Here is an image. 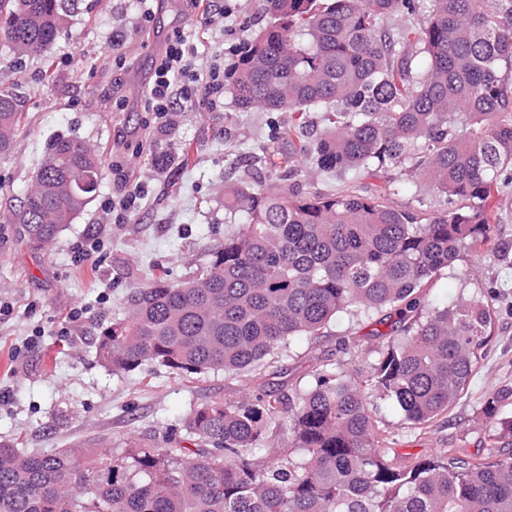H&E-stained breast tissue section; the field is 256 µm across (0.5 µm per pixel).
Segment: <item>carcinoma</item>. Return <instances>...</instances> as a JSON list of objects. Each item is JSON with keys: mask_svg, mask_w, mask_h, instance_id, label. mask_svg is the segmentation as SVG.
I'll return each mask as SVG.
<instances>
[{"mask_svg": "<svg viewBox=\"0 0 512 512\" xmlns=\"http://www.w3.org/2000/svg\"><path fill=\"white\" fill-rule=\"evenodd\" d=\"M68 0H0V34L18 56L43 52ZM265 26L224 74L240 112H286L260 175L224 184V241L184 280L164 270L131 289L95 338L114 374L159 366L178 377H248L235 400H205L183 430L191 447L128 439L120 448L23 452L0 445V512H512V453L441 448L403 457L373 416L393 399L423 434L477 369L495 311L480 298L439 307L437 273L464 254L501 251L487 200L512 184V0H262ZM324 129L309 131L308 113ZM22 123L0 91V154ZM399 175L369 194L367 173ZM100 154L59 136L7 221L33 249L90 204L70 180L103 178ZM341 186L311 190L314 176ZM414 202L393 205L402 185ZM243 214L245 222L236 223ZM341 313L378 316L368 369L327 362L314 384L270 386L295 336H319ZM481 424L512 448V387L491 392ZM287 428L288 440L274 433Z\"/></svg>", "mask_w": 512, "mask_h": 512, "instance_id": "carcinoma-1", "label": "carcinoma"}]
</instances>
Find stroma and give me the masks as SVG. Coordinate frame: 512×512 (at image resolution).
<instances>
[{
  "label": "stroma",
  "instance_id": "stroma-1",
  "mask_svg": "<svg viewBox=\"0 0 512 512\" xmlns=\"http://www.w3.org/2000/svg\"><path fill=\"white\" fill-rule=\"evenodd\" d=\"M159 3L148 31L138 33L131 27L137 0H70L66 24L41 57L17 59L0 39V91L15 94L25 116L12 152L0 154V216L10 200L23 196L55 137L86 141L106 165L92 202L46 248H30L17 225L0 219V304L9 308L0 317V445L17 442L47 452L168 435L179 447V428L194 403L244 392L245 378L221 371L187 382L155 370L145 384L137 374H112L95 357L101 325L153 268L163 267L178 280L204 266L208 247L224 239L225 181L245 176L271 145L268 113L236 112L229 98L220 112L178 113L166 134L155 130L150 114L116 109V99L147 82L174 29L216 55L223 25L238 27L248 38L266 23L257 0H215L216 7L231 3L235 9L226 24L211 26L191 0ZM117 35L124 43L116 50ZM162 151L172 161L159 170L152 157ZM123 172L145 183L149 194L140 209L119 217L106 206L119 195ZM488 205L499 212L495 236L505 259L470 256L473 273L467 279L460 267L441 270L430 296L440 305L463 296L491 298L497 315L491 341L464 393L430 434L416 435L393 401H378L376 419L398 454L486 452L479 423L485 401L493 390L512 387V186L499 188ZM75 307L82 308V317L66 322ZM370 330L342 313L317 340L293 338L271 383L310 387L321 359L343 369L368 366L379 342ZM344 339L350 343L345 353Z\"/></svg>",
  "mask_w": 512,
  "mask_h": 512
}]
</instances>
